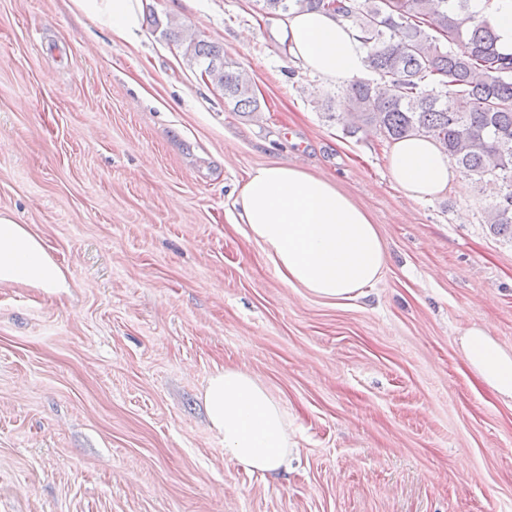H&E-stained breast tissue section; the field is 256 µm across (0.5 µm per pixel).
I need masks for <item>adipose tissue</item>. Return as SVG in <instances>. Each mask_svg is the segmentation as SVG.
Returning a JSON list of instances; mask_svg holds the SVG:
<instances>
[{
    "instance_id": "adipose-tissue-1",
    "label": "adipose tissue",
    "mask_w": 512,
    "mask_h": 512,
    "mask_svg": "<svg viewBox=\"0 0 512 512\" xmlns=\"http://www.w3.org/2000/svg\"><path fill=\"white\" fill-rule=\"evenodd\" d=\"M112 40L137 46L143 35V0H70ZM469 10L492 25L499 46L512 53V0H470ZM296 61L326 82L360 76L366 50L350 21L323 11H293L281 21ZM389 169L403 197L432 199L463 177L433 141L396 142ZM238 223L290 287L330 302L362 297L382 277L385 245L366 213L328 179L285 164L252 169L236 199ZM22 285L49 293L69 283L42 237L0 211V286ZM464 360L479 381L512 402V351L482 326L460 340ZM210 428L224 451L246 471L275 474L287 468L295 447L288 417L269 389L251 373L225 367L203 392Z\"/></svg>"
}]
</instances>
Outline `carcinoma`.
Segmentation results:
<instances>
[{"label": "carcinoma", "mask_w": 512, "mask_h": 512, "mask_svg": "<svg viewBox=\"0 0 512 512\" xmlns=\"http://www.w3.org/2000/svg\"><path fill=\"white\" fill-rule=\"evenodd\" d=\"M266 14L293 9L342 15L368 49L365 69L327 98L329 118L354 135L373 127L389 143L429 138L480 189L495 185L485 223L512 240V53L501 51L487 20L469 0H263ZM190 61H220L224 99L238 112L259 101L248 75L216 43L193 40Z\"/></svg>", "instance_id": "obj_1"}]
</instances>
